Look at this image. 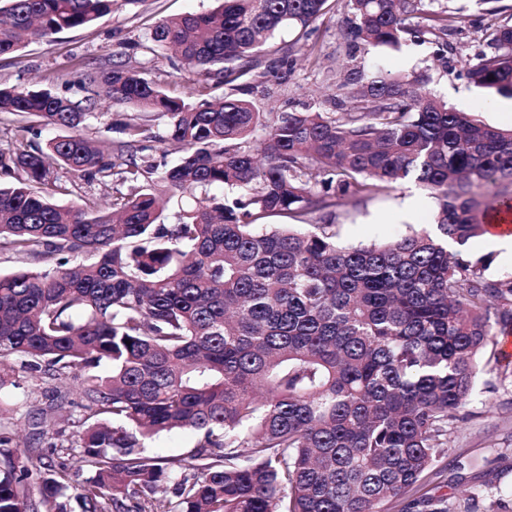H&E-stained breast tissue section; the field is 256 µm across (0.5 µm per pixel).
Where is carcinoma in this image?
<instances>
[{"label": "carcinoma", "mask_w": 512, "mask_h": 512, "mask_svg": "<svg viewBox=\"0 0 512 512\" xmlns=\"http://www.w3.org/2000/svg\"><path fill=\"white\" fill-rule=\"evenodd\" d=\"M0 57L95 25L112 0H5ZM152 27L146 55L175 50L202 77L174 97L144 66L88 73L113 104L166 119L121 126L104 151L97 117L42 87L0 85V253L45 261L0 274V359L59 382L33 426L75 464L20 455L0 432V512H471L429 490L468 416L478 355L512 327V275L492 278L463 246L512 209V130L433 95L421 77L336 82L334 110L280 113L247 99L274 33L302 34L332 0H219ZM347 57L406 35L437 43L460 16L422 0H344ZM467 60L468 82L512 98V25ZM239 95L209 98L208 80ZM263 127L264 135L255 133ZM65 130L42 145V131ZM183 155L159 171L146 144ZM126 192L112 210L63 207L76 180ZM413 180L437 200L438 233L342 245L335 209ZM178 221L164 222L174 197ZM315 213L326 218L310 224ZM84 413L66 381L82 371ZM66 418L71 437L58 420ZM198 434L185 459L145 442ZM87 477H82V474ZM144 497L132 510L130 502Z\"/></svg>", "instance_id": "cac0c4a2"}]
</instances>
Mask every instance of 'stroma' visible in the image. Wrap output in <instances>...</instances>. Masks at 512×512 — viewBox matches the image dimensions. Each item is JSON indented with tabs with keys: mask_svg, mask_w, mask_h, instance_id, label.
I'll list each match as a JSON object with an SVG mask.
<instances>
[{
	"mask_svg": "<svg viewBox=\"0 0 512 512\" xmlns=\"http://www.w3.org/2000/svg\"><path fill=\"white\" fill-rule=\"evenodd\" d=\"M460 15L464 23L440 50L430 36H406L400 46H367L356 63L366 74L383 73L429 78V89L458 109L474 113L483 122L512 128V99L469 85L462 76V63L486 50L485 32L490 27L512 24V0H500L498 11H489L483 0H440ZM215 0H141L135 6H116L112 14L94 26L75 29L52 41L28 45L9 58H0V83L32 85L50 82L53 92L81 101L93 98L97 117L87 128L90 137L113 143L120 135L111 131V120L147 122L153 132L164 129L160 119L151 120L132 107L113 105L97 95L82 75L87 67L108 65L123 55L144 61L140 49L147 33L161 19L187 12H205ZM347 14L332 10L314 24L309 36L284 31L273 40L275 50L261 59L265 76L264 91L254 92L252 100L266 118L305 107H324L331 93L339 62L336 50L342 41ZM291 51L296 61L291 78H275L279 64L276 50ZM147 63V75L164 82L172 95L191 96L199 77L193 69L177 61L172 53L161 51ZM436 203L417 183L407 181L389 194L337 208L339 240L344 244L370 243L396 238L410 229H430ZM504 336L493 338L481 359L477 386L480 401L472 403L469 415L458 423L449 438L448 456L434 482L435 491L450 497L471 489L475 497L472 512H485L493 499H501L505 512H512V500L504 491L512 489V359L506 358ZM17 386L0 390V426L16 432L27 441L30 454L46 452V443L35 440L32 417L41 405L42 392L52 387L46 375L16 369Z\"/></svg>",
	"mask_w": 512,
	"mask_h": 512,
	"instance_id": "35a3bbf8",
	"label": "stroma"
}]
</instances>
